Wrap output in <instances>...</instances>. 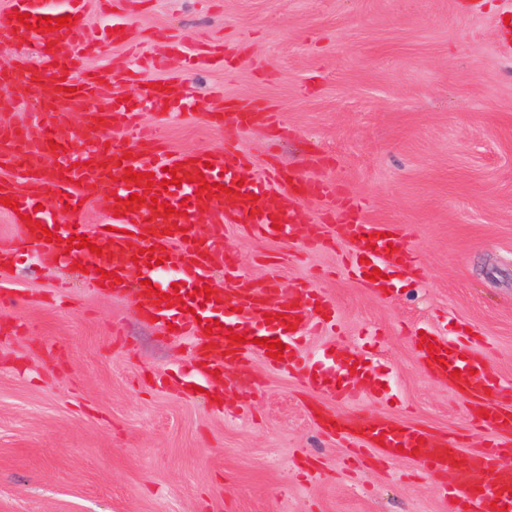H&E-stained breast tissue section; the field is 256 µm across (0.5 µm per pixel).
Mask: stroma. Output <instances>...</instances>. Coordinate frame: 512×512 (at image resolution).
Instances as JSON below:
<instances>
[{"label":"stroma","mask_w":512,"mask_h":512,"mask_svg":"<svg viewBox=\"0 0 512 512\" xmlns=\"http://www.w3.org/2000/svg\"><path fill=\"white\" fill-rule=\"evenodd\" d=\"M512 0H139L127 43L77 60L103 90L123 83L129 43L154 51L179 39L233 58L187 71L182 58L146 83L192 93L195 119L160 127L175 152L215 150L212 112L263 101L275 126L241 133L256 167L278 161L336 182L367 224L396 225L415 271L378 295L342 271L348 242L312 249L236 226L223 246L244 276L305 281L335 304L341 333L308 354L382 335L362 398L309 389L295 370L255 360L256 392L224 372L217 393L184 389L186 337L141 317L126 295L91 288L74 263L44 267L21 249L0 279V512H448L440 480L408 461L355 456L315 421L317 410L385 412L465 437L485 435L462 398L418 361L413 338L468 330L489 348L493 378L512 384Z\"/></svg>","instance_id":"35a3bbf8"}]
</instances>
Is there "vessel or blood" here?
Masks as SVG:
<instances>
[{
	"label": "vessel or blood",
	"instance_id": "obj_1",
	"mask_svg": "<svg viewBox=\"0 0 512 512\" xmlns=\"http://www.w3.org/2000/svg\"><path fill=\"white\" fill-rule=\"evenodd\" d=\"M85 0H62L59 6L42 10L33 0H10L7 14L0 16V45L21 46L25 52L16 66L0 73V80H25L31 102L42 112L38 128L25 125L0 126V189L17 201V211L29 216L19 225V244L32 250L46 266L66 257L79 259L92 268L94 286L113 293H134L135 308L145 318L171 323L176 335L190 339L194 361L187 378H200L217 386L219 371L235 366L240 378L254 382L251 358L264 356L273 368L300 369L314 390L356 396L361 381L337 384L333 359L307 358L306 339L336 325L332 301L305 284L283 292L276 276L262 281L245 278L236 256L223 249L224 229L236 224L260 238H296L321 246L326 242L322 225L300 223L295 194L328 197L344 210L348 221L337 225L338 236L353 245L349 267L355 277L366 279L369 288H387V278L396 265H412L414 253L398 246L392 224H365L358 217L359 202L341 186L313 179L304 173L268 166L253 175V163L242 147L239 133L262 115L249 105L237 112H213L209 121L224 136L215 151L174 152L155 139L128 147L119 140L104 141L102 126L130 125L137 108H161L167 97L160 85L145 89L137 102L113 101L104 112L90 103L101 90L97 70H76V60L94 55L100 41L118 42L131 24L129 15L112 14L103 39L88 35ZM70 16L59 29L39 31L20 26L16 16ZM53 78L51 91H43L42 75ZM78 121L84 147H54L52 131ZM139 179L127 178V171ZM204 175L214 191L200 190L197 175ZM179 184H171L170 176ZM139 204L126 206L131 194ZM106 201L114 215L111 227L95 225L86 232L87 203ZM63 212L71 235H88L98 253L89 247L70 249L68 241L47 242L56 231L53 211ZM212 215L207 236H199L195 223L201 212ZM381 279H370L372 268ZM223 271V286H215L214 271ZM144 272L152 283L145 292L142 283L131 280L132 272ZM222 323L245 340L235 343L213 331ZM280 340L281 357L268 356L262 341ZM417 353L426 371L439 383L462 397L475 416L478 428L489 439L477 450L478 463H464L457 439L383 414L324 415L322 425L351 445L374 451L385 462L418 461L429 474L442 478V494L454 512H512V410L504 408L512 388L497 383L487 373L486 357L476 355L471 336L418 337ZM435 351H427V344Z\"/></svg>",
	"mask_w": 512,
	"mask_h": 512
}]
</instances>
